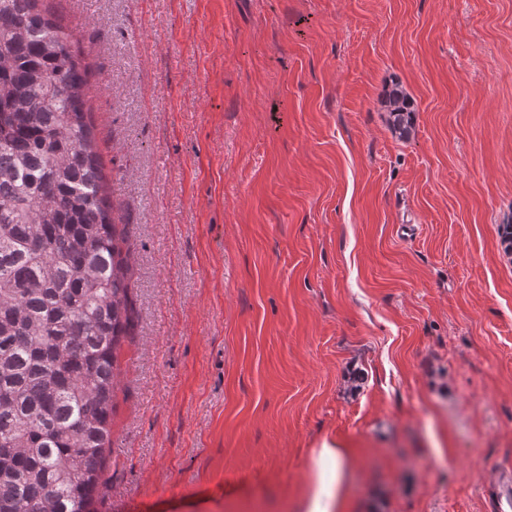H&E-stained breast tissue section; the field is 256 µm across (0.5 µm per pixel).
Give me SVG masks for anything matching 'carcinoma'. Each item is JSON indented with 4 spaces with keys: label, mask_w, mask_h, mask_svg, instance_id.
Instances as JSON below:
<instances>
[{
    "label": "carcinoma",
    "mask_w": 512,
    "mask_h": 512,
    "mask_svg": "<svg viewBox=\"0 0 512 512\" xmlns=\"http://www.w3.org/2000/svg\"><path fill=\"white\" fill-rule=\"evenodd\" d=\"M89 75L43 0H0V512H91L104 476L129 267ZM381 104L409 139V94Z\"/></svg>",
    "instance_id": "obj_1"
}]
</instances>
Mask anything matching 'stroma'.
I'll use <instances>...</instances> for the list:
<instances>
[{"mask_svg": "<svg viewBox=\"0 0 512 512\" xmlns=\"http://www.w3.org/2000/svg\"><path fill=\"white\" fill-rule=\"evenodd\" d=\"M133 323L96 512H489L512 468V0H45ZM399 82L411 139L381 107ZM346 451L335 441L323 440L312 460V484L299 504L302 512H344Z\"/></svg>", "mask_w": 512, "mask_h": 512, "instance_id": "35a3bbf8", "label": "stroma"}]
</instances>
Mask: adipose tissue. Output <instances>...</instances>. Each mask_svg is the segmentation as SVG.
Instances as JSON below:
<instances>
[{"instance_id":"ef3b65f1","label":"adipose tissue","mask_w":512,"mask_h":512,"mask_svg":"<svg viewBox=\"0 0 512 512\" xmlns=\"http://www.w3.org/2000/svg\"><path fill=\"white\" fill-rule=\"evenodd\" d=\"M346 451L337 442L322 441L312 460V484L301 500V512H345Z\"/></svg>"}]
</instances>
